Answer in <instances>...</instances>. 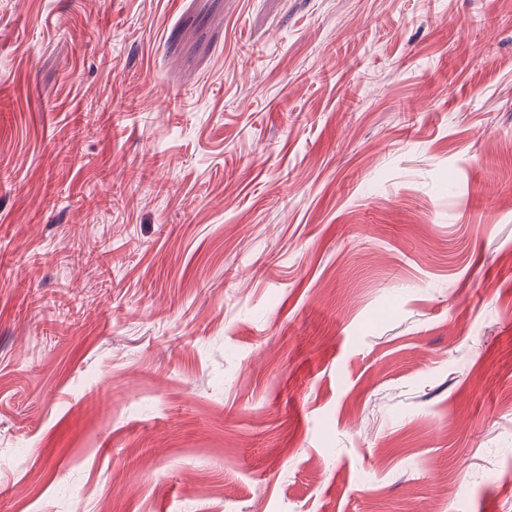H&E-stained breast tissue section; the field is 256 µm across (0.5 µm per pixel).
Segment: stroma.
Returning a JSON list of instances; mask_svg holds the SVG:
<instances>
[{"label": "stroma", "mask_w": 512, "mask_h": 512, "mask_svg": "<svg viewBox=\"0 0 512 512\" xmlns=\"http://www.w3.org/2000/svg\"><path fill=\"white\" fill-rule=\"evenodd\" d=\"M509 471L512 0H0V512Z\"/></svg>", "instance_id": "stroma-1"}]
</instances>
